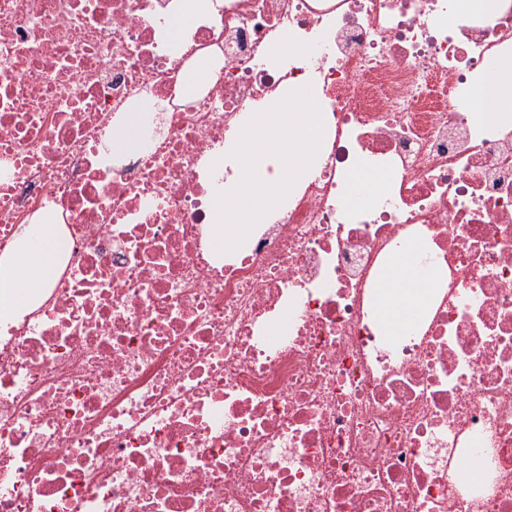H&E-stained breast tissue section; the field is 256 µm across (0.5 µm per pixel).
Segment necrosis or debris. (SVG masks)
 <instances>
[{"mask_svg":"<svg viewBox=\"0 0 512 512\" xmlns=\"http://www.w3.org/2000/svg\"><path fill=\"white\" fill-rule=\"evenodd\" d=\"M177 2L0 0V254L49 208L68 240L0 323V512H512V120L463 111L512 0H212L178 36ZM300 83L317 164L216 258L211 160ZM357 164L390 179L353 210ZM415 237L446 278L392 340L376 284ZM137 114L129 113L124 123L112 132V144L124 151H130L137 146L136 119Z\"/></svg>","mask_w":512,"mask_h":512,"instance_id":"4bbe7bcc","label":"necrosis or debris"}]
</instances>
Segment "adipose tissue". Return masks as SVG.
<instances>
[{"mask_svg": "<svg viewBox=\"0 0 512 512\" xmlns=\"http://www.w3.org/2000/svg\"><path fill=\"white\" fill-rule=\"evenodd\" d=\"M489 69L492 80L476 90L472 106L483 122L493 124L512 113V57L493 59ZM65 248L55 214L40 215L21 228L11 251L0 256V321L15 319L20 309L41 297ZM422 251V243L415 240L394 247L381 275L374 314L386 335L397 336L408 328L440 286V272L421 264Z\"/></svg>", "mask_w": 512, "mask_h": 512, "instance_id": "ef3b65f1", "label": "adipose tissue"}]
</instances>
